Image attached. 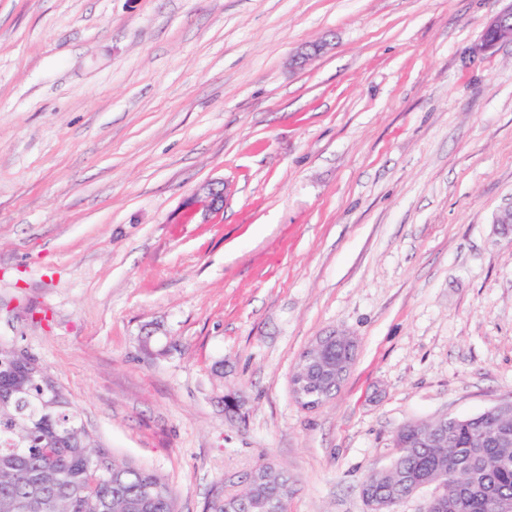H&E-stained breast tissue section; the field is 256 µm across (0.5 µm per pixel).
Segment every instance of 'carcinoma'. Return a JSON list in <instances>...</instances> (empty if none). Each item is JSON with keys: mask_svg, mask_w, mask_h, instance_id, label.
<instances>
[{"mask_svg": "<svg viewBox=\"0 0 512 512\" xmlns=\"http://www.w3.org/2000/svg\"><path fill=\"white\" fill-rule=\"evenodd\" d=\"M0 341V512H13L19 497L32 512H176L175 493L158 474L116 456L83 423L53 375L14 354ZM434 420L403 426L394 437L398 452L390 465L374 470L361 487L371 512H394L398 503L427 485L440 489L442 504L424 512H490L492 502L512 503V409L490 421L481 417L448 421V434L431 440ZM240 480L230 496L216 493L209 512L243 506L262 512L288 472L261 464Z\"/></svg>", "mask_w": 512, "mask_h": 512, "instance_id": "1", "label": "carcinoma"}]
</instances>
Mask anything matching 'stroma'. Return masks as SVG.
I'll return each mask as SVG.
<instances>
[{
    "label": "stroma",
    "mask_w": 512,
    "mask_h": 512,
    "mask_svg": "<svg viewBox=\"0 0 512 512\" xmlns=\"http://www.w3.org/2000/svg\"><path fill=\"white\" fill-rule=\"evenodd\" d=\"M501 7L0 0V341L177 512L262 463L288 512H368L401 426L512 401ZM336 331L352 369L302 408L294 366ZM512 41V2L492 16L485 24L481 46L493 47L501 42Z\"/></svg>",
    "instance_id": "obj_1"
}]
</instances>
